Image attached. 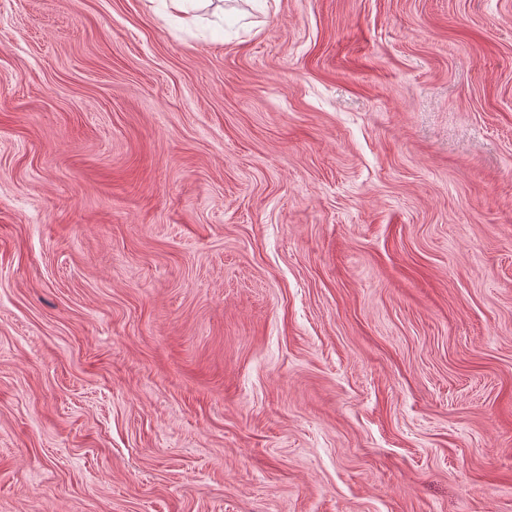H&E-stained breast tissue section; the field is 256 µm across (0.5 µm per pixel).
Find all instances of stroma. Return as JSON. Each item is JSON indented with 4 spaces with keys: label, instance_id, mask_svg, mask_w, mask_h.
Listing matches in <instances>:
<instances>
[{
    "label": "stroma",
    "instance_id": "1",
    "mask_svg": "<svg viewBox=\"0 0 512 512\" xmlns=\"http://www.w3.org/2000/svg\"><path fill=\"white\" fill-rule=\"evenodd\" d=\"M0 512H512V0H0Z\"/></svg>",
    "mask_w": 512,
    "mask_h": 512
}]
</instances>
